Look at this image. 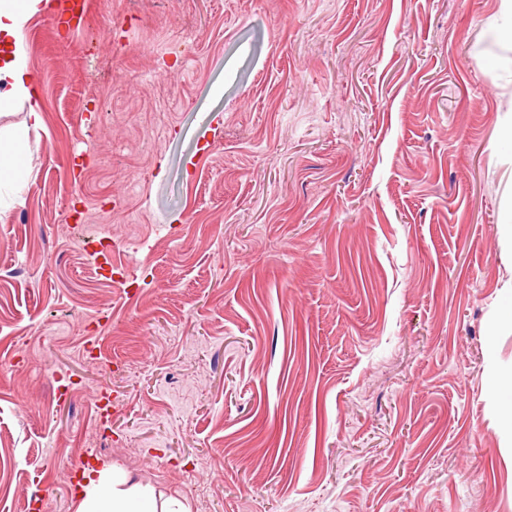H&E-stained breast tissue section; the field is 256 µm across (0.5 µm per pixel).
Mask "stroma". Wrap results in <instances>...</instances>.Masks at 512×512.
<instances>
[{
  "mask_svg": "<svg viewBox=\"0 0 512 512\" xmlns=\"http://www.w3.org/2000/svg\"><path fill=\"white\" fill-rule=\"evenodd\" d=\"M500 5L32 17L0 512H77L86 456L189 512H512Z\"/></svg>",
  "mask_w": 512,
  "mask_h": 512,
  "instance_id": "obj_1",
  "label": "stroma"
}]
</instances>
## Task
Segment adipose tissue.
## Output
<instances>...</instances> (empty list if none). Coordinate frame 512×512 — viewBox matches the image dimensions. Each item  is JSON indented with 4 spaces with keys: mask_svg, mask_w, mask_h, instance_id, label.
Returning a JSON list of instances; mask_svg holds the SVG:
<instances>
[{
    "mask_svg": "<svg viewBox=\"0 0 512 512\" xmlns=\"http://www.w3.org/2000/svg\"><path fill=\"white\" fill-rule=\"evenodd\" d=\"M51 6V0H0V107L14 103L29 106L23 125L0 136V214L16 200L23 162L30 150V133L45 125L23 31L33 15L49 11ZM80 477L78 512H187L175 499L164 508H156L153 488L130 483L127 473L118 469L108 473L101 467H87Z\"/></svg>",
    "mask_w": 512,
    "mask_h": 512,
    "instance_id": "adipose-tissue-1",
    "label": "adipose tissue"
}]
</instances>
